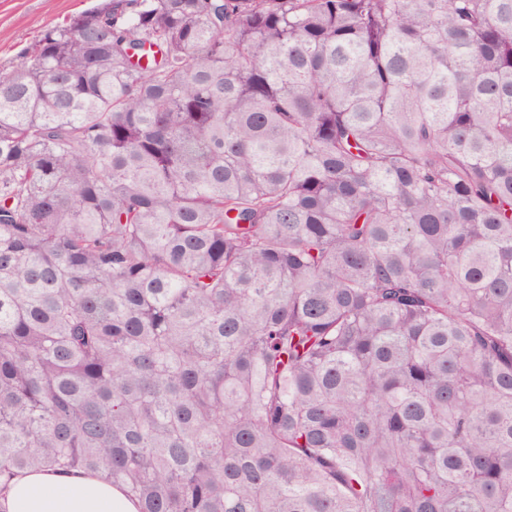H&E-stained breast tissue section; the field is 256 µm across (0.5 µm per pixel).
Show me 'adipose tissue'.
I'll return each mask as SVG.
<instances>
[{"label":"adipose tissue","mask_w":512,"mask_h":512,"mask_svg":"<svg viewBox=\"0 0 512 512\" xmlns=\"http://www.w3.org/2000/svg\"><path fill=\"white\" fill-rule=\"evenodd\" d=\"M0 512H138V507L122 487L100 476L27 470L0 489Z\"/></svg>","instance_id":"ef3b65f1"}]
</instances>
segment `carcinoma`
<instances>
[{
  "mask_svg": "<svg viewBox=\"0 0 512 512\" xmlns=\"http://www.w3.org/2000/svg\"><path fill=\"white\" fill-rule=\"evenodd\" d=\"M139 512H512V0H97L0 75V479ZM1 512H138L137 503L112 481L82 471L16 473L0 493Z\"/></svg>",
  "mask_w": 512,
  "mask_h": 512,
  "instance_id": "obj_1",
  "label": "carcinoma"
}]
</instances>
